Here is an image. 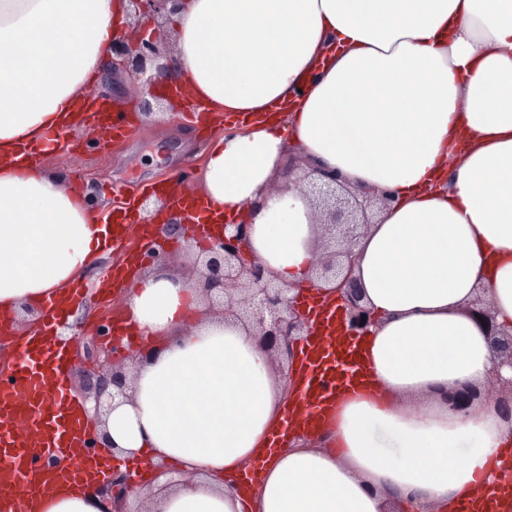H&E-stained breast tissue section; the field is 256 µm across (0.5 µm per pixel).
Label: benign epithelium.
Segmentation results:
<instances>
[{
  "label": "benign epithelium",
  "instance_id": "7a95c632",
  "mask_svg": "<svg viewBox=\"0 0 512 512\" xmlns=\"http://www.w3.org/2000/svg\"><path fill=\"white\" fill-rule=\"evenodd\" d=\"M126 27L113 38L112 57L103 72L97 96L112 101L118 96L122 79L129 78L138 89L135 107L146 122L154 123L156 110L168 103L159 93L173 63L174 48L167 42L165 27L183 0H123ZM291 162L283 170V178L295 186L318 210L321 223L328 231L329 241L313 268V278L326 288L336 290L344 309V322L349 335L360 336L373 324L370 309L363 304L355 275L354 246L369 225L375 223L379 211L391 203L384 193L352 187L345 180L295 149L288 153ZM85 197L92 209L101 206L99 184L89 175L84 185ZM165 207L157 198L146 197L140 203V219L152 223L157 212ZM185 217L170 213L165 223L157 225L155 236L141 244L140 263L150 268L166 262L170 247L187 240ZM251 224L240 220L233 231L221 237L207 238L203 258L192 259V275L188 287L204 295L209 308L224 318V323L242 326L262 340L277 372L290 377L294 344L315 334L316 316L299 306L297 296L302 286L277 283L268 267L250 253ZM98 324L94 333L82 330L79 320L57 324L56 334L65 337L72 357L83 368L80 394L90 403V418L94 424L92 439L85 441L84 454L91 456L100 448H108L106 418L116 401L129 399V369L132 352L112 336L108 308L94 302ZM468 309L484 318L487 342L492 354V391L486 397L499 402L501 414L512 420V328L500 327L490 302L477 296ZM450 412H464L481 403L480 389L475 385L459 384L448 389L445 398ZM137 489V480L129 472L112 473L105 494L111 496L112 512H129L130 495Z\"/></svg>",
  "mask_w": 512,
  "mask_h": 512
}]
</instances>
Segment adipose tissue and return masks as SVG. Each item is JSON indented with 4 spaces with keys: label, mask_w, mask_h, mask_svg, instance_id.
<instances>
[{
    "label": "adipose tissue",
    "mask_w": 512,
    "mask_h": 512,
    "mask_svg": "<svg viewBox=\"0 0 512 512\" xmlns=\"http://www.w3.org/2000/svg\"><path fill=\"white\" fill-rule=\"evenodd\" d=\"M118 13V0H0V309L56 302L110 249L111 226L30 156L82 129ZM172 30L180 105L252 121L213 140L186 201L207 224L249 216L253 250L295 285L323 228L298 189L274 186L289 146L386 192L355 246L376 323L357 342L361 388L323 409L334 447L275 449L288 394L263 343L205 316L167 269L126 272L125 319L146 348L104 464L177 465L150 512H486L512 421L495 400L452 413L441 396L488 378L475 288L512 327V0H186ZM260 458L256 489L224 484ZM47 502L109 512L63 484Z\"/></svg>",
    "instance_id": "1"
}]
</instances>
